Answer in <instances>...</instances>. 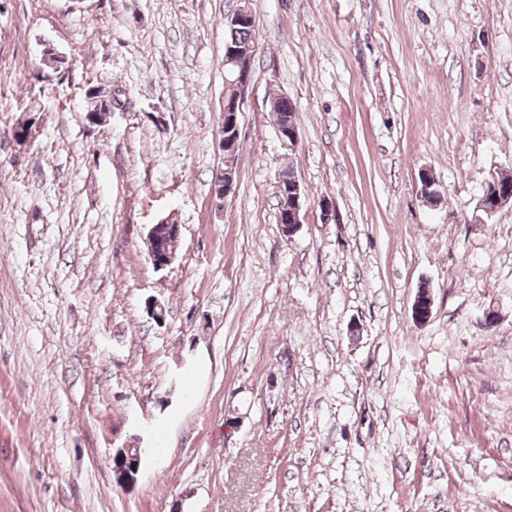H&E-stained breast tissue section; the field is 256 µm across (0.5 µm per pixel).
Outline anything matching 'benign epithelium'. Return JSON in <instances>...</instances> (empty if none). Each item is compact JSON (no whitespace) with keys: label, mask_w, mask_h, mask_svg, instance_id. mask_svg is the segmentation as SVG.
Here are the masks:
<instances>
[{"label":"benign epithelium","mask_w":512,"mask_h":512,"mask_svg":"<svg viewBox=\"0 0 512 512\" xmlns=\"http://www.w3.org/2000/svg\"><path fill=\"white\" fill-rule=\"evenodd\" d=\"M254 20V13L251 7V0H237L236 7L228 15L224 16V24L234 26L238 23H248ZM256 49L247 51L241 49L224 48V64L228 65L233 77V95L224 97V116L227 117V127L220 128L218 132V147L223 155L228 156L235 153L240 133V120L244 112V105L252 84V62ZM275 130L288 149H293L299 142V131L296 124L279 123ZM236 171L224 170V180L213 188V198L220 200L227 199L234 191ZM304 204V193L299 184L292 186L291 192H283L282 208L285 210L284 224L282 231L288 235L297 232L302 224V209ZM506 206H512V194H496L490 198L480 197L478 210L491 217L497 214ZM157 227H152L147 237V256L157 270H162L173 262L175 253L172 251L159 250L156 247ZM140 449L131 450L123 448L115 456L116 468L123 469V483L128 485L136 480L140 467Z\"/></svg>","instance_id":"7a95c632"}]
</instances>
